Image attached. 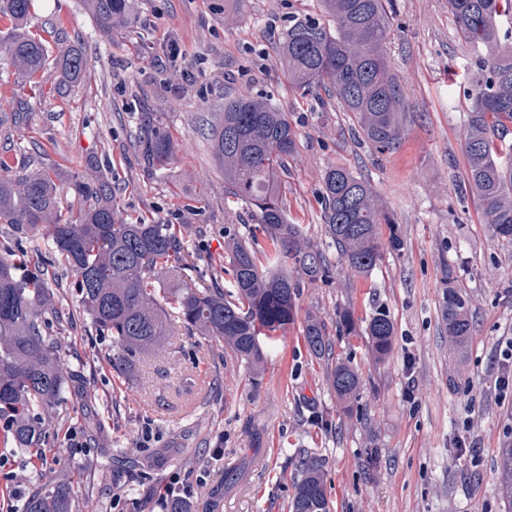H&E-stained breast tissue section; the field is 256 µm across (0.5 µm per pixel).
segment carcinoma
Here are the masks:
<instances>
[{"instance_id": "obj_1", "label": "carcinoma", "mask_w": 512, "mask_h": 512, "mask_svg": "<svg viewBox=\"0 0 512 512\" xmlns=\"http://www.w3.org/2000/svg\"><path fill=\"white\" fill-rule=\"evenodd\" d=\"M318 16L295 19L283 33L279 52L288 82L301 94L322 89L349 114L351 130L379 153L393 149L403 131L405 104L390 70L386 45L391 36L390 0H321ZM32 0H0V54L7 57L24 83H34L51 66L63 86L83 81L86 61L71 48L52 44L28 27ZM99 29L125 20L130 0H85ZM462 39L483 52L467 94L472 106L462 131L468 161L466 180L495 233L512 241V166H504L496 141L512 125V46L501 43L502 17L512 15V0H448ZM296 133L288 113L278 111L269 96L224 101V112L211 128L210 141L224 169L229 194L250 205L256 230L267 247L257 252L244 240L231 247L228 266L211 271L214 283L199 287L194 264L183 260L189 225L148 223L125 215L117 203L112 179L98 161L91 174L72 176L75 204L63 206L57 181L60 169L30 164L15 171L0 166V224L11 225L18 241L35 257L36 272L23 278L17 265L0 259V415L11 417L17 447L39 450L50 442L60 408L70 396L71 377L61 360L68 343L62 309L44 270L60 262L75 277L74 291L97 336L111 343L112 369L128 373L137 356L170 335L155 286L164 269L177 271L178 288L166 304L184 326L228 347L256 366L263 360L261 337L288 328L297 314L299 285L288 265L309 276H330L322 252L303 244L302 229L288 222L287 205L273 189L278 171L295 149ZM176 144L158 135L143 146L152 166H164ZM323 223L340 260L352 273L368 274L382 257L381 225L392 223L371 184L346 167L324 175ZM227 274L229 287L220 284ZM443 313L448 336L461 347L470 336V302L448 268ZM373 357L383 362L393 348L389 313L375 309L365 318ZM303 336L312 354L328 362L329 382L352 417L360 396L358 373L333 356L326 322L310 316ZM499 469L510 477L501 485L512 504V443L499 449ZM295 493L288 512H331L325 490L323 459L300 453ZM23 512H74L63 485L35 488Z\"/></svg>"}]
</instances>
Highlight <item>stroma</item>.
<instances>
[{"instance_id":"obj_1","label":"stroma","mask_w":512,"mask_h":512,"mask_svg":"<svg viewBox=\"0 0 512 512\" xmlns=\"http://www.w3.org/2000/svg\"><path fill=\"white\" fill-rule=\"evenodd\" d=\"M318 0H134L129 23L101 37L82 0H33L31 29L56 25L59 45L80 49L89 78L59 91L47 68L39 87L22 83L0 58V103L29 105L25 138L7 135L14 114L0 112V160L82 172L90 158L112 173L132 217L192 224L190 261L223 264L230 236L248 238L252 210L227 194L209 134L224 100L269 94L296 132L288 171L276 188L288 219L323 251L332 273L300 284L293 324L264 340L260 369L229 349L185 330L167 312L173 334L141 354L133 374L115 373L109 342L96 337L62 266L60 302L75 324L63 363L79 373L40 465L0 426V503L19 512L34 488L63 484L77 512H162L158 495L171 476L185 479L192 512L219 489L215 512H288L296 458L324 461L334 512H512L500 496L498 450L512 441V397L495 381L500 351L512 341V242L486 224L466 196L461 130L475 52L458 35L448 0H392L386 47L406 104L396 148L377 153L357 139L325 94L301 95L288 82L278 45L294 18L315 16ZM186 59L163 58L167 41ZM170 135L180 148L160 170L141 143ZM368 180L393 217L401 250H384L368 276L338 259L321 217L329 167ZM471 300L464 352L448 342L441 302L448 271ZM384 306L394 324L393 350L376 363L363 330L348 334L336 314L356 318ZM328 325L337 358L361 378L356 415L344 417L323 362L303 339L307 316ZM71 447H63L66 433ZM467 436L480 459L459 456ZM237 480L223 484L224 473Z\"/></svg>"}]
</instances>
